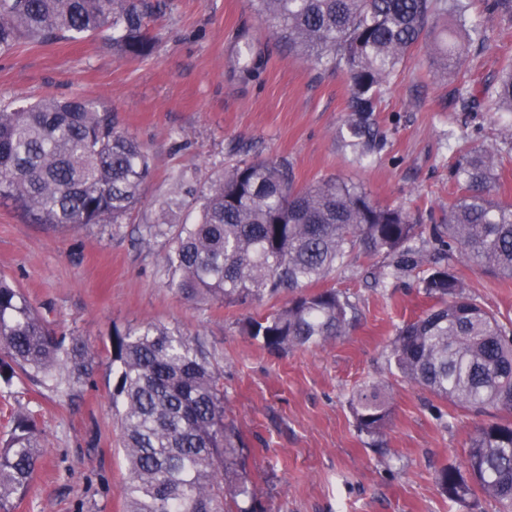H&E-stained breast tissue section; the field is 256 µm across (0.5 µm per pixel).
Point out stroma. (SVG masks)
Returning <instances> with one entry per match:
<instances>
[{
	"mask_svg": "<svg viewBox=\"0 0 512 512\" xmlns=\"http://www.w3.org/2000/svg\"><path fill=\"white\" fill-rule=\"evenodd\" d=\"M164 2L149 22L157 39L149 58L119 55L87 36L23 42L0 58V105L87 96L116 112L155 159L140 206L121 224H30L0 202V275L57 333L82 337L94 356L88 384L70 397L22 375L0 384V437L11 412L31 410L43 448L27 495L9 512H126L129 473L112 409L109 336L145 322L203 335L224 372L225 421L243 441L236 469L255 487L258 512H496L485 497L474 507L449 501L435 484L439 468L465 458L476 417L458 409L436 419L433 396L387 362L397 327L429 306L418 271L378 286L374 275L392 258L352 260L325 285L349 297L355 328L325 345L277 354L245 336L240 324L282 308L285 298L243 306L187 300L166 285L168 241L144 244L140 235L145 218L174 195L177 175L205 183L244 155L288 160L301 187L324 176L349 180L429 223L457 194L450 168L459 143L494 151L507 139L511 120L455 111L452 91L463 80L478 90L496 82L512 62V22L478 14L489 46L458 77L434 61L445 25L427 30L384 92L385 149L358 165L337 139L349 97L343 73L289 54L249 0ZM243 32L266 55L257 82L238 77ZM463 275L487 310L512 320V279L471 268ZM369 381L383 385L393 410L378 438L358 433L349 407Z\"/></svg>",
	"mask_w": 512,
	"mask_h": 512,
	"instance_id": "obj_1",
	"label": "stroma"
}]
</instances>
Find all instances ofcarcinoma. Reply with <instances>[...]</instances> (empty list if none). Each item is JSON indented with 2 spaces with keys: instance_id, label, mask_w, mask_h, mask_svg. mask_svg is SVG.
I'll use <instances>...</instances> for the list:
<instances>
[{
  "instance_id": "1",
  "label": "carcinoma",
  "mask_w": 512,
  "mask_h": 512,
  "mask_svg": "<svg viewBox=\"0 0 512 512\" xmlns=\"http://www.w3.org/2000/svg\"><path fill=\"white\" fill-rule=\"evenodd\" d=\"M474 0H251L254 12L288 43V52L350 79L342 148L356 162L379 154L387 133L378 120L384 86L422 34L451 15L437 47L448 72L484 48L487 29L472 21ZM154 0H0V56L20 41L101 35L127 57L151 56L147 19ZM490 14L512 20V0H488ZM263 68L247 49L240 77ZM460 112H512V69L481 94L454 89ZM501 153L469 149L452 168L458 195L445 224H422L411 211L381 204L359 185L329 176L299 187L285 160L237 159L224 175L188 188L193 222L145 225L144 241L166 236L168 287L203 304L247 305L290 293L288 305L242 324L276 352L345 336L355 317L349 298L317 284L353 255L396 257L390 274L420 263L412 242L423 236L437 257L420 280L432 305L396 330L389 362L409 382L448 404L490 420L470 436L463 463L444 466L435 482L453 502L485 496L512 512V321L505 323L466 292L457 265L512 278V202L496 195ZM153 157L117 127L114 113L86 98H46L0 107V199L32 224H121L140 204ZM112 403L129 469L127 512H224L226 495L251 497L231 464L240 435L224 424V383L200 333L149 322L112 329ZM93 357L79 336H58L12 281L0 277V380L17 372L50 390L81 387ZM359 432L381 434L392 407L378 385L352 402ZM41 457L35 414L11 417L0 440V509L24 498Z\"/></svg>"
}]
</instances>
